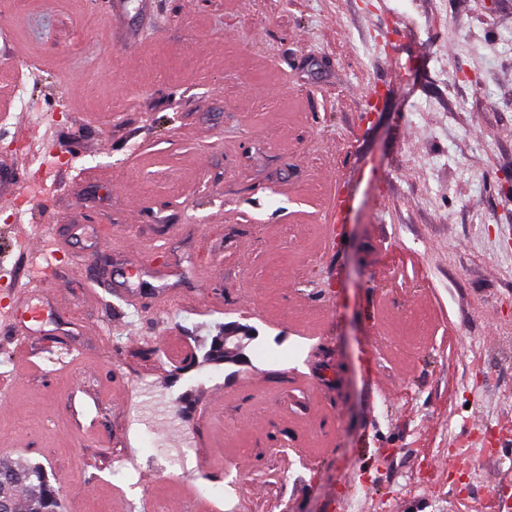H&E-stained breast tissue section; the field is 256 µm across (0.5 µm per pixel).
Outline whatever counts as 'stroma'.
<instances>
[{
    "label": "stroma",
    "mask_w": 512,
    "mask_h": 512,
    "mask_svg": "<svg viewBox=\"0 0 512 512\" xmlns=\"http://www.w3.org/2000/svg\"><path fill=\"white\" fill-rule=\"evenodd\" d=\"M127 3L120 46L112 0H0V115L30 122L26 85L63 161L34 192L0 142V271L31 276L18 228L67 243L42 287L0 288L41 314L0 331V459L43 464L67 512H486L512 492V0ZM227 323L244 359L189 367ZM477 414L495 463L419 487ZM171 419L195 436L179 479L156 464ZM243 448L264 492L228 508L204 488Z\"/></svg>",
    "instance_id": "obj_1"
}]
</instances>
